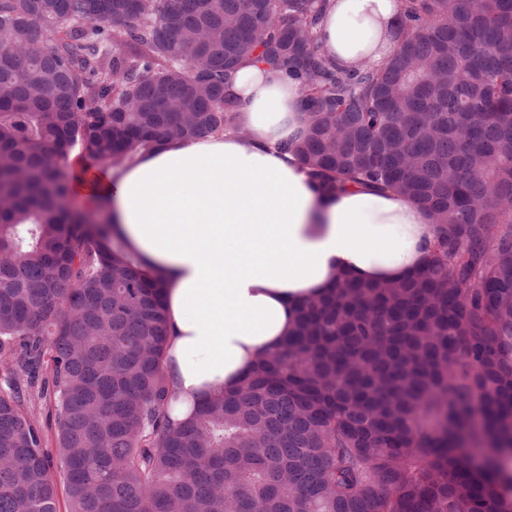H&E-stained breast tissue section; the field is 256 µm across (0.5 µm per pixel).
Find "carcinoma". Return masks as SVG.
<instances>
[{
	"label": "carcinoma",
	"instance_id": "carcinoma-1",
	"mask_svg": "<svg viewBox=\"0 0 512 512\" xmlns=\"http://www.w3.org/2000/svg\"><path fill=\"white\" fill-rule=\"evenodd\" d=\"M401 2L390 62L344 69L322 0H0V512H59L61 482L67 512H512V0ZM247 56L298 82L280 148L322 191L393 190L434 242L413 276L299 302L280 350L175 423L162 285L71 212L68 158L234 126ZM477 416L488 467L451 445Z\"/></svg>",
	"mask_w": 512,
	"mask_h": 512
}]
</instances>
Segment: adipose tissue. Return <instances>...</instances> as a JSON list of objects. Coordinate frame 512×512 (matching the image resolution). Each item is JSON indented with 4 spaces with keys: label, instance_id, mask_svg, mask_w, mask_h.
I'll return each mask as SVG.
<instances>
[{
    "label": "adipose tissue",
    "instance_id": "adipose-tissue-1",
    "mask_svg": "<svg viewBox=\"0 0 512 512\" xmlns=\"http://www.w3.org/2000/svg\"><path fill=\"white\" fill-rule=\"evenodd\" d=\"M400 8V0H328L322 52L346 68L385 63ZM229 91L235 128L169 138L121 167L81 161L71 173L74 195L105 208L111 233L164 287L168 413L177 422L279 349L296 303L345 274L402 279L425 265L434 240V217L411 201L353 182L323 192L280 150L305 117L283 70L243 60Z\"/></svg>",
    "mask_w": 512,
    "mask_h": 512
}]
</instances>
